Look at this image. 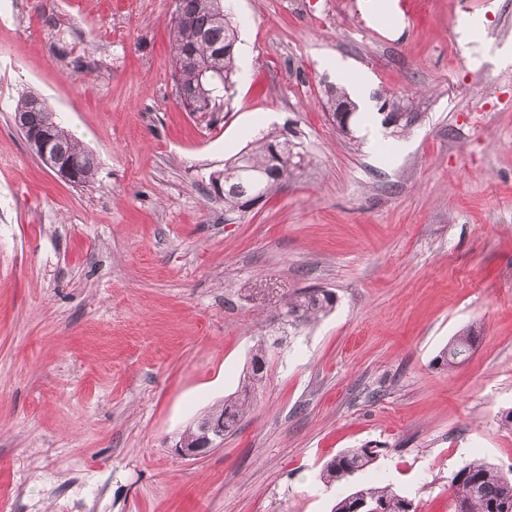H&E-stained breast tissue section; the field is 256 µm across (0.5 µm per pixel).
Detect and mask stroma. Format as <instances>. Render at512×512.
Listing matches in <instances>:
<instances>
[{
  "label": "stroma",
  "instance_id": "35a3bbf8",
  "mask_svg": "<svg viewBox=\"0 0 512 512\" xmlns=\"http://www.w3.org/2000/svg\"><path fill=\"white\" fill-rule=\"evenodd\" d=\"M352 2L229 0L241 77L212 123L178 99L173 0H0V512H331L380 480L451 512L462 466L512 469V0H433L387 43ZM346 73L417 120L346 138L325 94ZM25 92L96 157L90 182L31 152ZM273 129L292 179L225 213L210 174ZM313 287L333 309L277 340ZM468 327L469 358L443 368ZM262 337L237 432L181 458ZM367 445L349 484L320 480ZM477 339L472 329H465L455 336L439 355L442 366L452 369L470 353ZM438 360V361H439ZM200 422L198 421L193 427H189L186 429L181 436L179 437V441L175 442L174 448L179 456L184 459H198L202 457V455L206 452L208 448H216L217 439L210 435L208 431L202 430V435L200 436L198 448H195L198 439V430H199ZM183 445V447H182ZM375 448H352L329 459L322 467L320 478L328 486L344 484L358 471L368 467L377 457Z\"/></svg>",
  "mask_w": 512,
  "mask_h": 512
}]
</instances>
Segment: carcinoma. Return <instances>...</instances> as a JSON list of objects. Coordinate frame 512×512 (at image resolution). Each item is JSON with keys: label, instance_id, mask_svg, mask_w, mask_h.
<instances>
[{"label": "carcinoma", "instance_id": "carcinoma-1", "mask_svg": "<svg viewBox=\"0 0 512 512\" xmlns=\"http://www.w3.org/2000/svg\"><path fill=\"white\" fill-rule=\"evenodd\" d=\"M177 17L172 25V61L176 87L196 95L199 112L215 111L219 92L230 96L235 85V53L219 57L216 52L234 46L238 39L236 25L224 14V0H177ZM209 64L224 73V78H199L189 59ZM327 104L334 111L337 129L351 134L356 119V105L347 94L333 86L326 90ZM382 108V124L406 128L415 121L413 112L405 111L401 99L388 98ZM14 118L24 121L30 130H52L60 126L56 113L44 99L34 94L22 95L15 106ZM53 150L65 160L79 166V183L91 181L96 171V158L66 134L53 144ZM295 152L288 140L269 133L252 141V148L236 159L224 163V171L210 176L209 184L222 180L224 212L240 213L251 197L265 198L293 174ZM334 294L325 289H308L291 296L281 309V329L293 334L332 310ZM476 341L474 332L465 329L455 336L439 355L442 366L452 369L461 363ZM267 346L261 340L252 350L250 367L243 376L240 391L224 399L202 417L215 435L228 436L237 430L249 399L262 386L266 376ZM378 451L371 447L352 448L329 459L320 478L329 486L347 482L355 473L368 467ZM453 512H512V470L505 473L491 464L473 461L461 468L451 480ZM416 512L412 499L389 484L362 488L336 499L332 512Z\"/></svg>", "mask_w": 512, "mask_h": 512}]
</instances>
